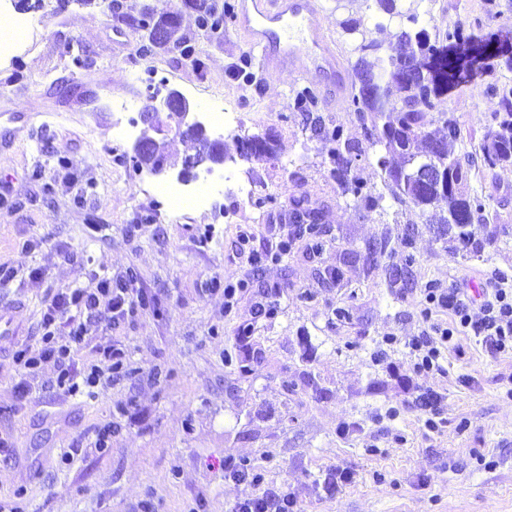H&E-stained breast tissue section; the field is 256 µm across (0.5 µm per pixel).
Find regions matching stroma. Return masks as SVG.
<instances>
[{
    "instance_id": "35a3bbf8",
    "label": "stroma",
    "mask_w": 512,
    "mask_h": 512,
    "mask_svg": "<svg viewBox=\"0 0 512 512\" xmlns=\"http://www.w3.org/2000/svg\"><path fill=\"white\" fill-rule=\"evenodd\" d=\"M141 2L127 0L125 12L111 15L85 0L14 4L36 25L28 47L0 60V264L17 271L0 287V313L16 311L19 339H32L56 288L103 274L132 280L144 304L131 319L91 328L94 341L125 346L135 370L113 380L106 397L72 399L46 388L22 401L0 381V432L15 445L14 458L0 461V506L226 512L258 492L224 472L225 460L244 459L263 471L266 488L294 500L296 512H512V354L491 356L476 338L459 336L445 373L419 374L403 347L424 327L425 285L479 296L512 282V166L471 175L470 191L488 199V225L475 229L480 255L455 253L413 207L387 197L371 210L341 194L323 143L293 108L297 72L260 71L243 38L228 28L207 33L190 13L181 34L204 50V70L175 50L142 53L129 21ZM498 2L494 13L484 0H432L430 8L434 24L482 36L512 31V0ZM317 3L346 89L317 86L316 111L361 141L357 174L380 184L381 149L365 142L346 110L359 54L340 28L350 17L373 26L374 0ZM74 42L80 66L67 53ZM151 68L194 113L229 100L243 114L242 135H275L277 161L219 167L249 175L257 196H275V204L259 209L224 191L219 210L159 219L165 201L127 161L132 140L112 131L113 97H124L139 119ZM496 79L511 80L512 71L495 68L444 96L426 117L429 130L438 128L437 112H453L463 134L456 152H475L500 108L489 91ZM293 195L320 213L324 245L312 252L300 242L279 257ZM203 224L214 227L211 243L198 237ZM246 228L255 238L245 250L238 237ZM407 232L408 247L400 242ZM384 235L393 250L381 268L361 259L344 267L340 283L327 281L342 252ZM388 266L408 267L409 281L388 285ZM34 269L39 278H30ZM225 276L248 283L229 313L222 293L210 290ZM307 375L315 387L304 384ZM430 412L442 421L434 433L423 426ZM106 424L111 448H83ZM76 447L80 455L65 461Z\"/></svg>"
}]
</instances>
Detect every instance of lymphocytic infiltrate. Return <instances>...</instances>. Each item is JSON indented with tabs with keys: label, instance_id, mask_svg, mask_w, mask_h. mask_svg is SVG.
Masks as SVG:
<instances>
[{
	"label": "lymphocytic infiltrate",
	"instance_id": "obj_1",
	"mask_svg": "<svg viewBox=\"0 0 512 512\" xmlns=\"http://www.w3.org/2000/svg\"><path fill=\"white\" fill-rule=\"evenodd\" d=\"M139 302L136 289L113 283L108 276L93 278L86 286L58 289L41 311L37 343L17 341L7 348L18 377L16 394L31 396L34 379L50 364L52 385L59 394L104 395L114 378L128 373L126 349L107 340L96 345V357L90 361L80 358L79 351L88 341L93 322L109 326L134 316ZM442 310L447 311L448 322L435 320V313ZM472 310L468 295L432 285L424 288L425 328L407 343L414 370L442 371L445 354L460 335L480 339L493 354L512 353V286L492 289L481 303L480 316H473ZM63 333L68 336L64 342L59 339Z\"/></svg>",
	"mask_w": 512,
	"mask_h": 512
}]
</instances>
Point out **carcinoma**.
<instances>
[{
	"label": "carcinoma",
	"instance_id": "cac0c4a2",
	"mask_svg": "<svg viewBox=\"0 0 512 512\" xmlns=\"http://www.w3.org/2000/svg\"><path fill=\"white\" fill-rule=\"evenodd\" d=\"M387 15L388 22L398 23L399 39L416 50L405 55L388 53L385 45L372 36L364 22L351 19L342 22L344 32L358 35L355 64L359 86L348 99L347 111L353 113L364 131L365 139L382 147L384 154L377 159L384 188L394 201L409 204L420 214L438 225L440 236L448 242L473 253V225L486 224L485 198L468 191L469 174L475 160L463 159L455 153L461 139V128L450 112L438 113L437 122L447 134L439 137L427 129L424 118L437 108L441 97L454 88L471 81L472 76L489 68V61L502 60L512 70V56L484 55L483 48L491 40L506 47L497 33L475 41V37L457 25L435 28L429 33L422 25L416 0L407 4L399 0H375ZM189 9L196 14L200 27L208 32L224 29V22L234 9L231 0L223 5L216 0H181L175 10H159L143 3L131 22L142 31L141 49L150 54L157 49L180 48L186 56L196 53L195 47L184 44L179 34L181 12ZM461 54L464 63L454 73H448V50ZM492 94L500 100V110L492 115L491 123L481 144V167L492 171L499 165H512V82L490 84ZM293 108L298 112L315 111V94L308 88L296 91ZM311 137L322 140L333 164L332 173L339 189L355 201L375 207L383 193L357 176L355 162L361 156L359 142L344 135L340 125L328 126L319 116L307 119ZM177 134L196 145L194 156L203 155L208 141L201 127L177 129ZM149 148L133 163V168L150 172L157 162L167 159L168 142L156 135L154 127L145 130ZM224 159L232 162L278 160L275 140L267 133L250 136L229 135L224 140ZM423 164L437 167L447 175V183L426 185L415 171ZM288 223L292 236L302 238L316 249L322 247L321 217L305 206V199L291 197L288 202Z\"/></svg>",
	"mask_w": 512,
	"mask_h": 512
}]
</instances>
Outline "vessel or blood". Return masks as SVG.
Instances as JSON below:
<instances>
[{
  "label": "vessel or blood",
  "instance_id": "obj_1",
  "mask_svg": "<svg viewBox=\"0 0 512 512\" xmlns=\"http://www.w3.org/2000/svg\"><path fill=\"white\" fill-rule=\"evenodd\" d=\"M229 26L257 53L261 68H300L308 82L341 72L318 23L316 0H237Z\"/></svg>",
  "mask_w": 512,
  "mask_h": 512
}]
</instances>
